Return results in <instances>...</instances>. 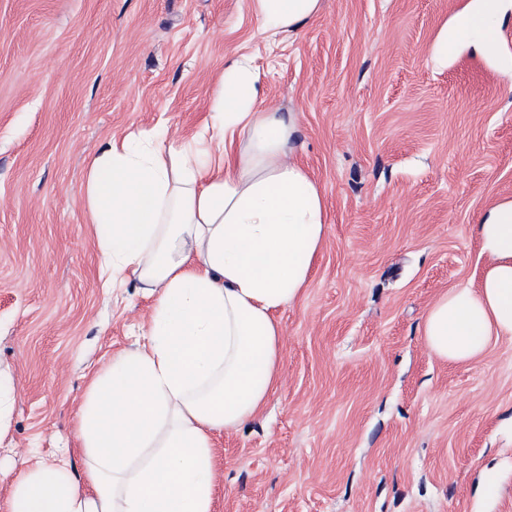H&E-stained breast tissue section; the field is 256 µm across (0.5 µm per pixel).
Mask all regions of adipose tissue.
Returning a JSON list of instances; mask_svg holds the SVG:
<instances>
[{
  "instance_id": "adipose-tissue-1",
  "label": "adipose tissue",
  "mask_w": 512,
  "mask_h": 512,
  "mask_svg": "<svg viewBox=\"0 0 512 512\" xmlns=\"http://www.w3.org/2000/svg\"><path fill=\"white\" fill-rule=\"evenodd\" d=\"M269 41L316 20L322 0H249ZM512 0H471L431 47L443 65L464 43L493 53ZM250 57L224 64L210 116L190 140L142 132L87 166L83 204L106 287L135 278L153 296L146 340L89 383L75 437L83 481L37 466L12 481L11 512H212L213 436L265 408L282 356L280 310L308 286L325 243L319 185L291 160L294 125L263 108ZM478 287L427 309L422 336L468 363L512 340V200L485 211Z\"/></svg>"
}]
</instances>
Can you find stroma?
I'll list each match as a JSON object with an SVG mask.
<instances>
[{
  "mask_svg": "<svg viewBox=\"0 0 512 512\" xmlns=\"http://www.w3.org/2000/svg\"><path fill=\"white\" fill-rule=\"evenodd\" d=\"M468 2L323 0L272 45L248 0H0V512L35 464L82 479L88 382L151 313L135 279L98 277L89 161L191 137L237 53L293 116L328 224L264 412L214 437L213 512H512V341L452 363L421 335L440 292L480 281L477 217L512 200V18L491 58L430 60Z\"/></svg>",
  "mask_w": 512,
  "mask_h": 512,
  "instance_id": "obj_1",
  "label": "stroma"
}]
</instances>
